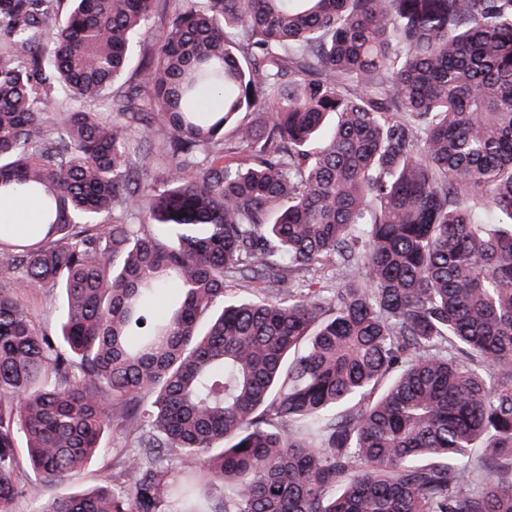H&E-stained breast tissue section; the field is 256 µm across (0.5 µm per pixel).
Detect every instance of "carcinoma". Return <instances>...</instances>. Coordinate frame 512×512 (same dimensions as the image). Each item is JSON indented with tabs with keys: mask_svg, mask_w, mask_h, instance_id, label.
<instances>
[{
	"mask_svg": "<svg viewBox=\"0 0 512 512\" xmlns=\"http://www.w3.org/2000/svg\"><path fill=\"white\" fill-rule=\"evenodd\" d=\"M0 197V512H512V0H0ZM0 221L26 227L41 222L40 209L34 200L24 202H0ZM108 440L111 443V438ZM108 446L110 448L109 451L98 456L90 465H87L83 478L75 488H47L45 493L55 496L61 493L70 492L73 489L78 490L98 484L109 483L110 480L115 479L113 478L114 471L112 470V454L113 450L115 451V448H113V446L115 447V444L112 442Z\"/></svg>",
	"mask_w": 512,
	"mask_h": 512,
	"instance_id": "cac0c4a2",
	"label": "carcinoma"
}]
</instances>
